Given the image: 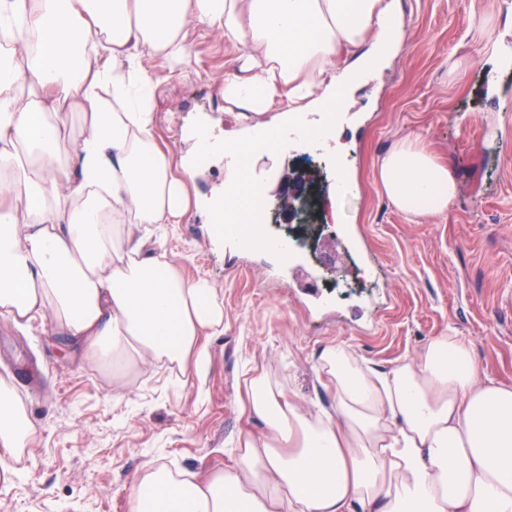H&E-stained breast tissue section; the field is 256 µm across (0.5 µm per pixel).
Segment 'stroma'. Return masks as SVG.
<instances>
[{
  "mask_svg": "<svg viewBox=\"0 0 512 512\" xmlns=\"http://www.w3.org/2000/svg\"><path fill=\"white\" fill-rule=\"evenodd\" d=\"M401 6L395 51L356 89L340 142L291 147L246 169L258 182L316 172L335 271L313 252L282 280L260 252L227 256L209 214L192 211L162 227L184 275L207 277L224 294V331L210 341L204 376L153 363L118 385L48 321L20 328L0 318V381L13 386L36 429L14 473H0V512H128L145 462L204 472L225 462L240 431L263 430L240 414L248 371L281 380L306 409L329 405L317 368L336 342L387 370L452 334L468 343L481 377L512 384V62L481 56L472 28L485 16L512 47V0ZM190 54L186 69L153 63L157 129L178 156L191 150L196 128L220 138L235 127L220 78L236 48L196 24ZM464 58L470 66L449 76ZM409 135L454 172L457 197L442 215L399 212L377 182L379 157ZM342 166L356 186L339 198Z\"/></svg>",
  "mask_w": 512,
  "mask_h": 512,
  "instance_id": "obj_1",
  "label": "stroma"
}]
</instances>
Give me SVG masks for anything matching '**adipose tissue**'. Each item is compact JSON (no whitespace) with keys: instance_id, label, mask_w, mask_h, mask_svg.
I'll return each mask as SVG.
<instances>
[{"instance_id":"obj_1","label":"adipose tissue","mask_w":512,"mask_h":512,"mask_svg":"<svg viewBox=\"0 0 512 512\" xmlns=\"http://www.w3.org/2000/svg\"><path fill=\"white\" fill-rule=\"evenodd\" d=\"M0 316L49 320L101 365L150 359L203 374L224 298L185 279L143 224H177L192 166L157 136L152 60L187 63L191 24L238 55L221 81L225 140L247 157L273 132L345 110L387 54L397 0H0ZM85 122L73 133L69 111ZM378 183L410 217L445 213L456 180L419 137L378 161ZM330 407L304 410L265 372L245 381L230 463L202 474L149 462L130 512H512V385L481 378L468 344L436 336L387 371L344 344L325 348ZM36 435L0 383V472Z\"/></svg>"}]
</instances>
